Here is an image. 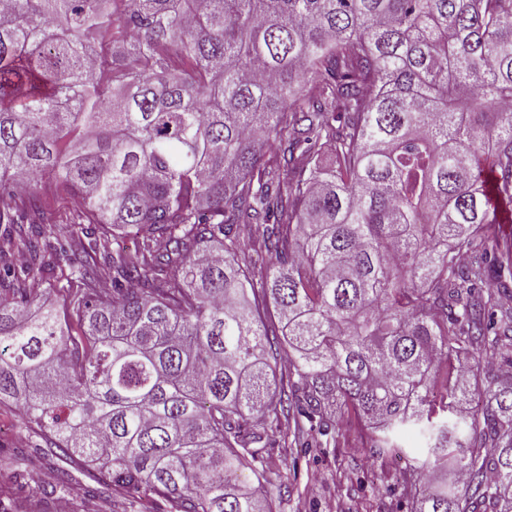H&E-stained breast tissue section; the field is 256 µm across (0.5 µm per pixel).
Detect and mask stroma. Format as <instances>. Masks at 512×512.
<instances>
[{"label": "stroma", "instance_id": "35a3bbf8", "mask_svg": "<svg viewBox=\"0 0 512 512\" xmlns=\"http://www.w3.org/2000/svg\"><path fill=\"white\" fill-rule=\"evenodd\" d=\"M262 455L272 472L288 476L268 489L275 512H409L393 491L394 465L367 460L355 425L344 418L336 420L334 444L309 433L303 446L267 448ZM105 500L111 512H123L125 501L104 470L47 447L15 404L0 403V512H61L64 502L71 512H98Z\"/></svg>", "mask_w": 512, "mask_h": 512}]
</instances>
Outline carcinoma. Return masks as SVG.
<instances>
[{"instance_id": "obj_1", "label": "carcinoma", "mask_w": 512, "mask_h": 512, "mask_svg": "<svg viewBox=\"0 0 512 512\" xmlns=\"http://www.w3.org/2000/svg\"><path fill=\"white\" fill-rule=\"evenodd\" d=\"M489 178L511 208L512 0H0V400L143 509L272 512L252 420L334 406L411 512H512Z\"/></svg>"}]
</instances>
